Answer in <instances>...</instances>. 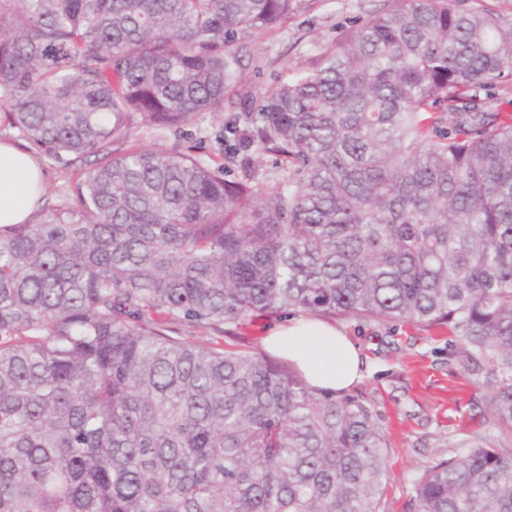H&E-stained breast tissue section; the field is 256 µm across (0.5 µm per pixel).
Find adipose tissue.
<instances>
[{
    "instance_id": "1",
    "label": "adipose tissue",
    "mask_w": 512,
    "mask_h": 512,
    "mask_svg": "<svg viewBox=\"0 0 512 512\" xmlns=\"http://www.w3.org/2000/svg\"><path fill=\"white\" fill-rule=\"evenodd\" d=\"M42 191V172L33 154L0 141V225L28 222ZM262 342L267 350L293 362L312 388L342 390L361 376L357 346L326 322L300 319L278 324Z\"/></svg>"
}]
</instances>
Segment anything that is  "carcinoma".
Wrapping results in <instances>:
<instances>
[{"instance_id": "1", "label": "carcinoma", "mask_w": 512, "mask_h": 512, "mask_svg": "<svg viewBox=\"0 0 512 512\" xmlns=\"http://www.w3.org/2000/svg\"><path fill=\"white\" fill-rule=\"evenodd\" d=\"M302 0H0L8 125L94 157L75 198L0 225V512H380L361 395L171 336L264 316L447 329L512 434V30L464 0H388L251 101L265 192L156 141L223 110L242 37ZM407 512H512V455L427 468Z\"/></svg>"}]
</instances>
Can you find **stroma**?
Returning <instances> with one entry per match:
<instances>
[{
  "mask_svg": "<svg viewBox=\"0 0 512 512\" xmlns=\"http://www.w3.org/2000/svg\"><path fill=\"white\" fill-rule=\"evenodd\" d=\"M386 0H318L276 28L244 38L242 79L225 99L223 111L205 114L181 131H163L133 120L123 150L146 147L164 138L167 145L226 168L230 179L251 178L268 190L283 176L275 157L249 147L235 157L224 154V126L243 122L244 98L266 93L279 82L308 72L323 49L356 28ZM0 140L32 150L45 175L43 207L71 196L86 168L71 157H55L46 148L20 137L0 115ZM358 346L362 379L351 386L371 405L376 425L386 437L389 479L381 512H406L416 480L434 462L477 442L512 453V436L502 432L487 407V392L465 383V356L458 340L444 331L404 323L336 320Z\"/></svg>",
  "mask_w": 512,
  "mask_h": 512,
  "instance_id": "obj_1",
  "label": "stroma"
}]
</instances>
